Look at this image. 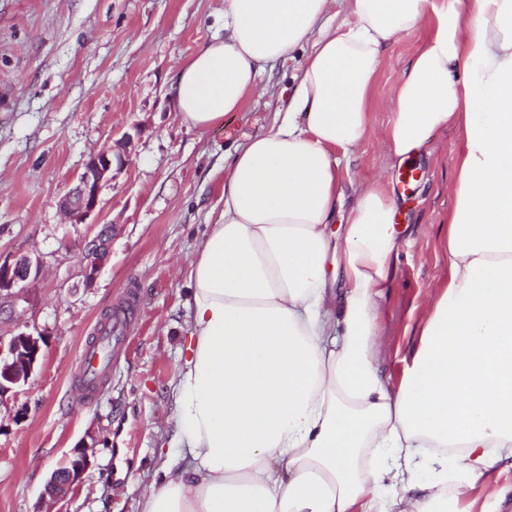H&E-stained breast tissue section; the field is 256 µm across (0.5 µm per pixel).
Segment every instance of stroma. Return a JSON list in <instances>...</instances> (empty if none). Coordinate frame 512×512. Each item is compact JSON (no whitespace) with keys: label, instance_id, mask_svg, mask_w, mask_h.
<instances>
[{"label":"stroma","instance_id":"35a3bbf8","mask_svg":"<svg viewBox=\"0 0 512 512\" xmlns=\"http://www.w3.org/2000/svg\"><path fill=\"white\" fill-rule=\"evenodd\" d=\"M224 32V0H0V257H30L36 280L0 296V340L41 337L27 384L0 399V512H138L159 445L170 429V385L186 330L187 276L209 215L224 195L237 145L260 136L286 110L306 53L267 68L261 94L209 129L180 118V67ZM427 27L403 33L379 68L369 119L384 130L403 68ZM441 129L410 159L404 188L378 140L364 139L340 178L342 226L362 183L378 178L398 200L399 241L379 323L388 372L417 334L421 305L448 279L438 227L453 199L452 148ZM124 143L126 162L106 178L86 216L61 208L94 152ZM108 234V253L86 280L87 247ZM121 311V343L95 392H81L78 366L104 315ZM90 465L65 499L44 496L74 449Z\"/></svg>","mask_w":512,"mask_h":512}]
</instances>
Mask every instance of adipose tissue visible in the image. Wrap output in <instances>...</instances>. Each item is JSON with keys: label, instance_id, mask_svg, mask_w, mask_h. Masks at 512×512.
<instances>
[{"label": "adipose tissue", "instance_id": "adipose-tissue-1", "mask_svg": "<svg viewBox=\"0 0 512 512\" xmlns=\"http://www.w3.org/2000/svg\"><path fill=\"white\" fill-rule=\"evenodd\" d=\"M224 0V36L179 70L187 124L239 111L312 48L286 111L236 147L188 276L173 430L140 512H475L512 469V0ZM382 133L391 166L456 127L448 280L400 378L379 366L397 198L372 182L327 272L340 170L372 128L388 46L421 23Z\"/></svg>", "mask_w": 512, "mask_h": 512}]
</instances>
